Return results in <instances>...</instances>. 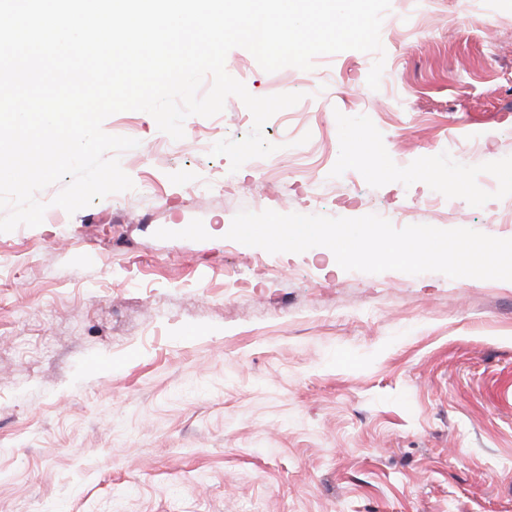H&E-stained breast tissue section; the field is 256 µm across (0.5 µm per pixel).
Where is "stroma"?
Here are the masks:
<instances>
[{
  "label": "stroma",
  "mask_w": 512,
  "mask_h": 512,
  "mask_svg": "<svg viewBox=\"0 0 512 512\" xmlns=\"http://www.w3.org/2000/svg\"><path fill=\"white\" fill-rule=\"evenodd\" d=\"M481 7L391 0L375 91L372 53L316 57L313 91L232 49L252 95L310 103L265 123V171L210 153L253 126L235 96L180 140L104 121L134 190L65 216L54 184L0 233V512H512V281L226 237L271 209L512 238V0Z\"/></svg>",
  "instance_id": "35a3bbf8"
}]
</instances>
